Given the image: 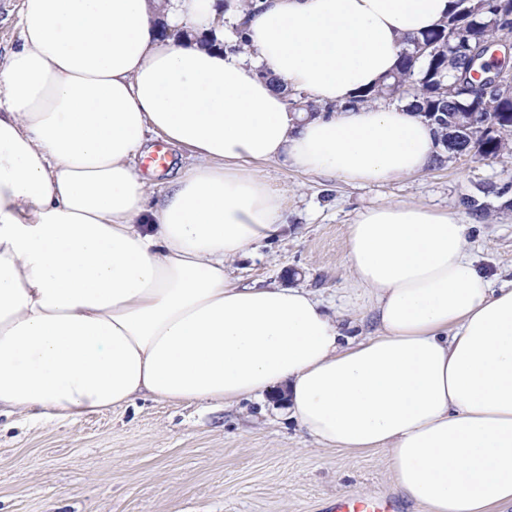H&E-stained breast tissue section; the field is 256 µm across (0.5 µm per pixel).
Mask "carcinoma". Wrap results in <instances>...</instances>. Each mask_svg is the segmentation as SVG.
<instances>
[{"instance_id":"carcinoma-1","label":"carcinoma","mask_w":512,"mask_h":512,"mask_svg":"<svg viewBox=\"0 0 512 512\" xmlns=\"http://www.w3.org/2000/svg\"><path fill=\"white\" fill-rule=\"evenodd\" d=\"M512 12V0H493L482 7L455 0L453 11L435 29L410 41L399 55L396 71L358 97L362 103L410 100V107L434 126L438 143L452 156L496 159L512 152V100L495 99L489 110L471 105L459 84L471 77L470 66L482 60L480 45L498 34L512 33L498 24L501 9ZM429 42L444 49L442 59L417 55ZM489 191L463 198L471 214L482 217L490 209Z\"/></svg>"}]
</instances>
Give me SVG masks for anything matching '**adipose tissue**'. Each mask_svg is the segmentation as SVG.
I'll use <instances>...</instances> for the list:
<instances>
[{
    "mask_svg": "<svg viewBox=\"0 0 512 512\" xmlns=\"http://www.w3.org/2000/svg\"><path fill=\"white\" fill-rule=\"evenodd\" d=\"M453 3L228 0L220 23L212 0H20L0 66V410L67 420L284 385L301 430L386 449L432 512L512 504V280L467 256L460 216L388 202L348 225L365 336L306 289L226 268L284 228L257 163L352 184L433 166L408 103L354 99ZM160 14L214 46L160 37ZM281 82L333 113L297 121ZM152 135L195 158L156 202L134 167Z\"/></svg>",
    "mask_w": 512,
    "mask_h": 512,
    "instance_id": "1",
    "label": "adipose tissue"
}]
</instances>
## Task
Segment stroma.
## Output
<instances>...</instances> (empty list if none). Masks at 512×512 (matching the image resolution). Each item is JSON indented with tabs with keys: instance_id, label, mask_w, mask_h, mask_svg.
I'll return each mask as SVG.
<instances>
[{
	"instance_id": "obj_1",
	"label": "stroma",
	"mask_w": 512,
	"mask_h": 512,
	"mask_svg": "<svg viewBox=\"0 0 512 512\" xmlns=\"http://www.w3.org/2000/svg\"><path fill=\"white\" fill-rule=\"evenodd\" d=\"M260 174L284 194L282 234L229 263L247 285L310 290L359 333L376 328L345 263L346 230L363 208L415 203L461 212L477 186L512 184V156L444 159L381 185L354 186L277 162ZM489 218L469 217L467 249L488 276L512 279V191ZM402 497L383 449L314 442L271 395L237 404L149 398L72 421L0 415V512H328L342 495Z\"/></svg>"
}]
</instances>
